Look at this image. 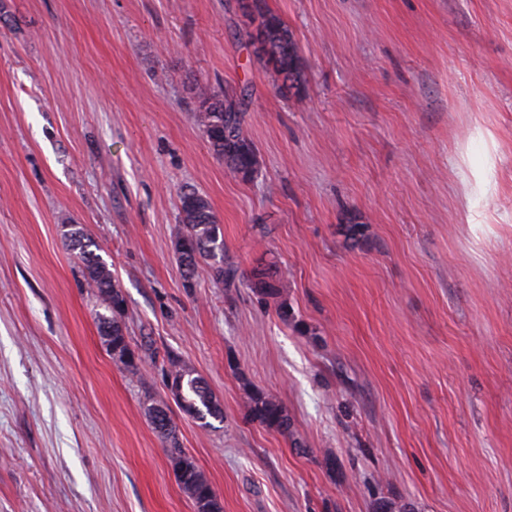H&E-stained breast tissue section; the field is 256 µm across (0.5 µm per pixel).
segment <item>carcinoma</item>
Returning <instances> with one entry per match:
<instances>
[{
	"label": "carcinoma",
	"instance_id": "carcinoma-1",
	"mask_svg": "<svg viewBox=\"0 0 512 512\" xmlns=\"http://www.w3.org/2000/svg\"><path fill=\"white\" fill-rule=\"evenodd\" d=\"M264 19L265 34L270 43L268 62L272 63V81L288 80L292 86L302 83L299 46L288 26L276 15L254 3ZM248 93L227 94L206 88L199 89L200 105L197 122L202 128L213 154L224 162L227 171L243 180L258 172L259 159L253 142L244 133L246 101ZM64 242L81 264L83 280L100 301L104 312L97 313L100 336L106 346L127 350L130 343L122 316L125 298L112 276V270L99 254L95 241L84 228L70 224L64 231ZM176 251L187 276L192 275L199 261L210 262L213 279L225 287L235 286L237 270L223 263L224 238L220 224L205 196L187 190L180 196V224L176 233ZM251 287L260 298L271 300L283 320H288L285 285L280 271L271 267L255 272ZM168 375L180 377L184 382V400L195 412L194 419L203 427L211 426L207 418L223 420L219 401L212 394L206 381L186 368L181 361L170 358ZM167 412L160 405H149L147 413L168 443V453L182 488L192 499L195 512H221L214 490L203 472L186 456L176 440L171 417L159 414ZM247 417L269 430L286 435L292 428L291 419L283 405L272 396L252 390L247 394Z\"/></svg>",
	"mask_w": 512,
	"mask_h": 512
}]
</instances>
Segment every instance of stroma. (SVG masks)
Wrapping results in <instances>:
<instances>
[{"mask_svg":"<svg viewBox=\"0 0 512 512\" xmlns=\"http://www.w3.org/2000/svg\"><path fill=\"white\" fill-rule=\"evenodd\" d=\"M240 3L0 0V512H194L154 402L222 512H512V0H261L299 44L296 90ZM203 86L248 90L253 179L195 125ZM490 160L473 231L463 187ZM189 188L233 289L205 261L184 276ZM68 224L112 267L140 379ZM270 264L285 320L249 286ZM172 356L223 421L182 412ZM247 385L291 435L248 420Z\"/></svg>","mask_w":512,"mask_h":512,"instance_id":"obj_1","label":"stroma"}]
</instances>
